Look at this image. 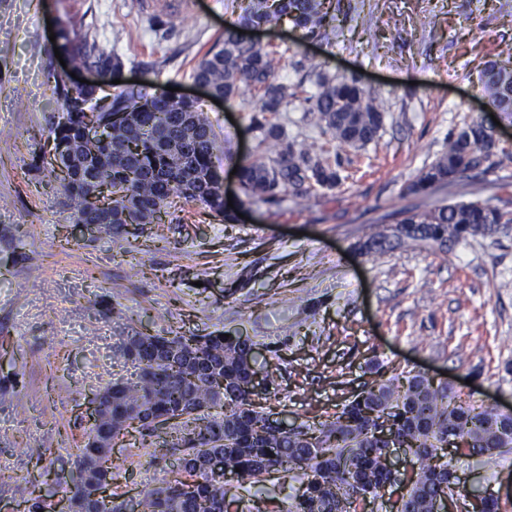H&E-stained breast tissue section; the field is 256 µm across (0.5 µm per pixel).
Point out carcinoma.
I'll list each match as a JSON object with an SVG mask.
<instances>
[{"instance_id": "cac0c4a2", "label": "carcinoma", "mask_w": 512, "mask_h": 512, "mask_svg": "<svg viewBox=\"0 0 512 512\" xmlns=\"http://www.w3.org/2000/svg\"><path fill=\"white\" fill-rule=\"evenodd\" d=\"M332 0H248L239 27L224 30L223 46L208 51L194 67L192 77L206 83L212 93L229 100L239 84L260 92L254 111L275 114L297 92L274 80L282 56L250 41L246 31L275 28L289 21L301 31L300 40L321 34L330 21ZM55 47L61 54L89 67L107 69L120 63L112 50L96 41L78 42L67 27L58 30ZM501 63L486 67L480 84L489 103L512 115V45H505ZM319 92L305 98L318 125L331 139L352 147L374 142L385 121L377 100L354 78L339 81L317 74ZM61 111L69 124H53L47 144L67 158L66 172H50L73 204L75 223H97L101 209L88 197L89 156L96 164L93 178L112 187V223L102 227L108 236L119 224H172V200L199 203L231 221L220 190L221 175L213 158L217 139L196 102H173L149 91L118 89L112 139L89 148L81 143L80 127L86 113L78 102L92 100L94 89L77 97L59 89ZM261 137L256 153L240 162L238 177L245 198L277 205L289 193L304 199L314 190H333L341 183L338 156L313 143L290 142L273 122H256ZM494 146L482 123L474 121L448 136V149L425 166L410 184L412 193L459 181L480 167ZM512 224V211L489 202L468 201L409 211L393 237L376 234L363 245L365 255L382 254L415 245L449 250L468 237L491 236ZM122 357L143 362L138 381L130 385L111 382L99 389V425L78 448L70 496L73 512H120L97 498L100 488L112 484L114 464L106 448L109 434L131 426L140 410L177 416L173 425L182 459L190 467L172 480L147 491L139 501L141 512H228L241 507L242 498L227 483L205 468L210 455H224V467L255 487L253 497L263 499V483L274 472L295 473L304 488L287 512H365V496L378 495L389 480L383 464L385 444L373 434L377 421H390L389 432L416 459V470L406 484L407 512H433L435 501L453 497L454 480L448 456V439H458L453 451L481 456L512 448V417L489 407L474 408L458 401L448 385H436L417 373L399 380L379 379L346 401L341 409L299 431H277L266 424V408L251 396L255 357L239 338L212 332L204 336L140 334L127 342ZM224 381V402L214 388ZM49 480L25 487L32 508L48 506L54 492Z\"/></svg>"}]
</instances>
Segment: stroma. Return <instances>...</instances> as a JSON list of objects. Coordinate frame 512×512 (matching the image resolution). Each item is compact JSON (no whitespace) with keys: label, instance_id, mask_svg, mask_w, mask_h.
Listing matches in <instances>:
<instances>
[{"label":"stroma","instance_id":"1","mask_svg":"<svg viewBox=\"0 0 512 512\" xmlns=\"http://www.w3.org/2000/svg\"><path fill=\"white\" fill-rule=\"evenodd\" d=\"M191 12L140 0H0V505L28 512L26 481L69 475L106 383L136 381L121 349L135 332L247 337L258 400L301 424L336 412L376 375L425 372L468 404L512 413V225L447 251L364 255L360 243L419 206L481 200L512 210V118H501L486 172L424 195L408 190L450 133L490 123L478 76L512 44V0H337L335 29L299 41L291 24L250 31L282 52L278 82L300 98L278 112L289 140L335 151L342 183L225 222L182 199L178 221L76 232L58 180L36 162L60 110L61 64L48 26L109 43L121 77L198 98L217 135L224 192L252 156L256 91L212 102L191 73L247 0H193ZM400 16V32L390 29ZM358 77L383 105L376 142L344 147L323 135L306 99L317 74ZM164 240H157V233ZM78 242L60 250V237ZM40 449L33 466L28 453ZM179 454L156 435L112 450L114 502L176 475ZM457 490L512 481V448L453 455Z\"/></svg>","mask_w":512,"mask_h":512}]
</instances>
